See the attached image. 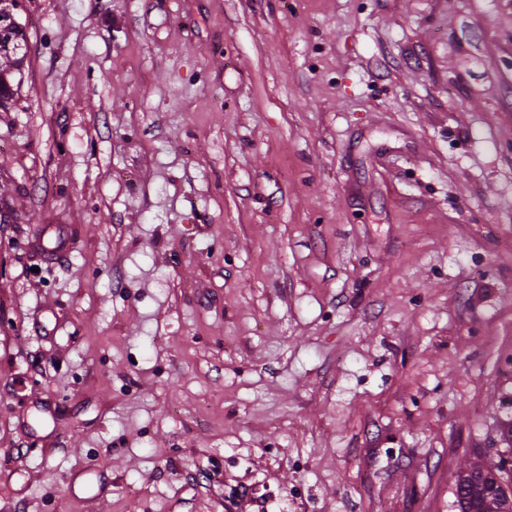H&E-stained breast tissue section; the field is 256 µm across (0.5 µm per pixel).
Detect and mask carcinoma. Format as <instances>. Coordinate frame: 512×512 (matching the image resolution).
Here are the masks:
<instances>
[{"instance_id":"cac0c4a2","label":"carcinoma","mask_w":512,"mask_h":512,"mask_svg":"<svg viewBox=\"0 0 512 512\" xmlns=\"http://www.w3.org/2000/svg\"><path fill=\"white\" fill-rule=\"evenodd\" d=\"M18 0H0V108L5 110L19 89L15 77L22 74L25 56L19 54L27 42L25 30L16 20ZM455 490L458 512H512V472L503 463L485 466L473 461L459 468Z\"/></svg>"}]
</instances>
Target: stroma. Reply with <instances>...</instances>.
I'll return each mask as SVG.
<instances>
[{"instance_id":"obj_1","label":"stroma","mask_w":512,"mask_h":512,"mask_svg":"<svg viewBox=\"0 0 512 512\" xmlns=\"http://www.w3.org/2000/svg\"><path fill=\"white\" fill-rule=\"evenodd\" d=\"M22 4L0 512H456L512 447V0Z\"/></svg>"}]
</instances>
